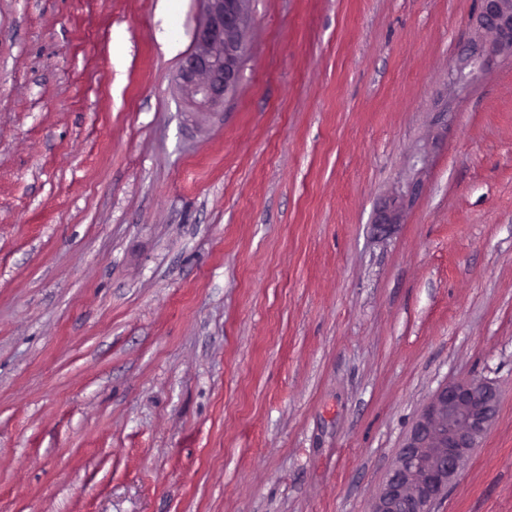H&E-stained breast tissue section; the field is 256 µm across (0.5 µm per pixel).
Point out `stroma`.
Listing matches in <instances>:
<instances>
[{
  "label": "stroma",
  "mask_w": 512,
  "mask_h": 512,
  "mask_svg": "<svg viewBox=\"0 0 512 512\" xmlns=\"http://www.w3.org/2000/svg\"><path fill=\"white\" fill-rule=\"evenodd\" d=\"M477 0H0V512H371L446 383L498 413L434 512H512V58ZM399 220L380 230L389 207ZM203 14L184 56L178 80L184 97L198 112L224 104L242 67L244 32L249 27L248 0H202ZM475 27L467 63L484 70L497 57H512V0H480Z\"/></svg>",
  "instance_id": "1"
}]
</instances>
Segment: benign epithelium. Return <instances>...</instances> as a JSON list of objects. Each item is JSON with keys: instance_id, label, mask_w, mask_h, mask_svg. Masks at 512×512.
<instances>
[{"instance_id": "obj_1", "label": "benign epithelium", "mask_w": 512, "mask_h": 512, "mask_svg": "<svg viewBox=\"0 0 512 512\" xmlns=\"http://www.w3.org/2000/svg\"><path fill=\"white\" fill-rule=\"evenodd\" d=\"M202 2V18L178 80L184 97L197 111L207 112L222 106L238 83L250 18L248 0ZM498 57H512V0H480L466 62L483 70ZM497 408L496 387L485 379L441 386L414 422L372 512H433L479 447Z\"/></svg>"}]
</instances>
